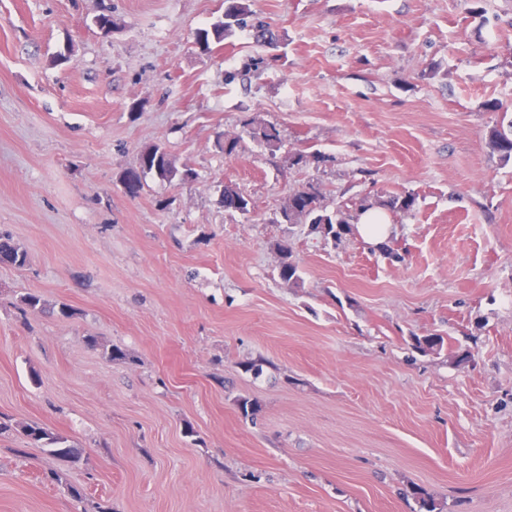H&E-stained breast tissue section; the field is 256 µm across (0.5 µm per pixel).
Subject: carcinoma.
I'll return each instance as SVG.
<instances>
[{
  "mask_svg": "<svg viewBox=\"0 0 512 512\" xmlns=\"http://www.w3.org/2000/svg\"><path fill=\"white\" fill-rule=\"evenodd\" d=\"M249 0H224L222 16L211 24L208 29L197 33L196 43L202 51H211V43L218 45L236 35L237 30L250 26L256 41L267 47H272L277 41V35L271 23L266 21L250 22ZM254 120L247 119L243 128L251 137L259 138L268 146L274 147L280 141V133L276 126L266 124L253 127ZM488 144L503 160L512 158V120L509 124H499L489 131ZM329 157L318 150L310 152L299 151L291 156V165L305 166L311 162L325 163ZM152 175L162 182L186 181L193 176L192 170H180L175 167L167 152L159 146L143 151L137 166L125 172L122 184L125 194L136 199L141 196L146 185V177ZM221 203L224 212L228 214L249 213L251 201L247 195L232 185L224 186ZM415 204V197H391L379 201V205L392 211H408ZM280 220L287 224H305L309 233L320 237L326 243H339L343 237L352 232L350 220L352 215L344 204L336 205V209H328L325 194L317 183L309 182L293 191L280 207ZM280 262L278 266L279 279L290 288L301 282L298 266L292 260V249L287 242L277 244ZM27 263V255L12 244L7 236H0V266L20 268ZM22 435L31 445L48 448L52 455L64 458L70 462L79 459L80 450L70 444L66 437L33 422L23 426Z\"/></svg>",
  "mask_w": 512,
  "mask_h": 512,
  "instance_id": "1",
  "label": "carcinoma"
}]
</instances>
